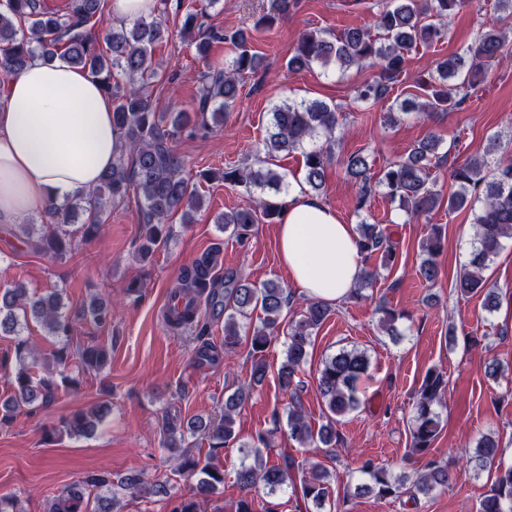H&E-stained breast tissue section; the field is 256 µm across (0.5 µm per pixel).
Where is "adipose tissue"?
Segmentation results:
<instances>
[{
    "mask_svg": "<svg viewBox=\"0 0 512 512\" xmlns=\"http://www.w3.org/2000/svg\"><path fill=\"white\" fill-rule=\"evenodd\" d=\"M119 143L99 82L64 60L33 59L0 86V224L95 189ZM357 241L354 225L318 197L297 188L286 198L277 249L299 293L347 299L363 270Z\"/></svg>",
    "mask_w": 512,
    "mask_h": 512,
    "instance_id": "1",
    "label": "adipose tissue"
}]
</instances>
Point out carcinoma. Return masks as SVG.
Instances as JSON below:
<instances>
[{"label":"carcinoma","instance_id":"cac0c4a2","mask_svg":"<svg viewBox=\"0 0 512 512\" xmlns=\"http://www.w3.org/2000/svg\"><path fill=\"white\" fill-rule=\"evenodd\" d=\"M468 0H383L370 27H349L338 36L321 29L305 31L288 58L292 72L319 66L325 70L335 66L343 72L352 68L374 69L372 80L357 87L355 100L362 106H372L390 98L401 76L406 72L409 53L422 46L427 48L448 37L446 19L459 12ZM163 11L181 12L183 0H160ZM297 6V0H271L270 11L257 17L252 26L234 31L208 28L201 22L206 9L183 13L180 35L191 36L197 53L208 59L214 43L230 44L234 48L232 61L222 67L207 65L202 74L197 107L192 112H178L170 117L156 111L151 84L158 76L159 63L154 61V44L170 37L162 21L142 17L121 23L105 38L106 50H101L92 28L102 12L103 0H69L64 12L49 11L41 0H0V76L17 74L30 61L40 58L51 61L59 56L74 67L97 78L112 97V124L120 131L119 155L91 194L76 193L64 205L51 202L46 211L54 227L35 240L34 248L52 261H62L74 249L68 226L79 225L82 237H96L104 223L106 207L124 201L133 190L141 199L143 224L142 243L138 256L144 260L173 234L168 220L180 216L188 224L194 213L204 205L203 196L190 187L182 176L183 159L174 148L179 135L193 136L224 125V117L240 99L243 75L255 72L261 57L253 52V33L270 28L280 17ZM502 28L488 22L475 43L466 52L436 61L429 79L416 82L418 92L409 94L397 108H389L384 121L393 125L396 113L428 115L432 112H453L471 96L472 90L485 77L486 66L508 56ZM116 76L128 81L124 90L112 83ZM336 106L312 100L282 103L271 109L270 128L255 150L256 162L250 166L227 167L220 176L203 173L207 181L219 178L226 184L243 186L246 190L272 189L279 194L290 188L286 174L274 168L281 153L300 151L304 163V181L308 190L320 194L326 180V170L333 160V148L339 130ZM440 139L428 135L397 160L389 163L382 174L372 172L371 154L356 151L345 159V173L358 186L353 200L358 214L369 211L372 198L382 190L397 209L412 217L430 214L441 206L442 195L429 183V170L439 156ZM498 138L490 137L479 156L471 157L454 168L453 179L458 190L448 195V212L465 207L474 209L473 248L456 288L463 295L484 293L483 306L494 312L500 305L497 289L488 285L484 271L498 256L502 240L512 238V158L501 154ZM281 207L273 200L261 199L256 205L227 210L216 218L224 231L243 241L251 227L264 219L272 223L279 219ZM358 247L362 258L381 256L383 265L395 260L396 247L385 228L378 224L361 223ZM443 249L441 228L432 226L431 233L421 244L423 258L419 276L433 285L439 275L437 257ZM217 258L207 253L184 268L174 289V297L188 300L183 308L171 307L174 319L197 332L201 340L197 354L212 361L218 357L217 348L205 340L207 323L192 304L197 296H206L212 305L224 304V350L234 354L240 345L238 318L259 309L262 317L253 326L250 354L253 357L252 383L263 382L266 376L264 353L279 336L285 323L288 292L274 282L254 284L232 271L224 273V288L217 287L213 271ZM329 304L308 303L298 320L288 322L286 359L277 371L280 390L291 396L287 413L288 435L301 444L320 443L333 447L340 440L337 424L356 411L361 404L359 383L369 371L368 353L356 347H341L322 362L317 374V388L326 409V422L313 428L297 397L299 382L296 376L307 362L313 333L330 315ZM380 326L383 332L396 339L400 336L397 323L403 313L380 307ZM84 315L95 324L112 323V304L105 299L90 303ZM40 323L45 335L52 338L55 349L51 360L43 365L53 366L58 374L36 377L34 356L24 331L28 321ZM72 320L66 310L62 293H31L25 285L14 283L0 289V334L15 341V365L9 371L13 394L0 403V426L12 422L22 410H34L52 402L58 383H79L65 372L75 358L84 371H98L106 362L107 351L101 346H72ZM448 390V377L443 371H426L413 404L414 416L410 429L411 453L427 456L441 430L437 407L442 405ZM250 397V388L241 387L224 401V417L217 425L189 421L187 426L172 421L167 428L195 435L207 433L209 450L205 459L186 451L179 453L176 470L197 477L193 496L181 500L173 512H204V505L224 484V467L218 463L224 449L235 444V416ZM109 409L101 404L87 412L77 411L63 422V431L70 437H85L94 432ZM273 427L257 436L259 445L250 448L254 462L243 465L236 480L244 496L236 504V512H255L253 490L265 494L291 491L305 502L323 509L330 503L331 474L318 462L298 461L286 452L270 462L262 450L273 448V438L280 429L278 415H273ZM500 454L498 442L485 437L479 441L468 463L476 472L496 467V477L489 491L480 499L478 512H512V465L496 463ZM359 471L367 481L355 486L357 494H371L378 499L394 497L409 481L407 475H395L388 468L370 460ZM448 464L428 460L423 470L412 480L411 489L423 495L442 490L448 485ZM161 485L140 475L127 476L115 482L106 471H91L65 488L51 502L49 512H85V499L96 493V512H112L119 496L126 491L143 496L157 494Z\"/></svg>","mask_w":512,"mask_h":512}]
</instances>
